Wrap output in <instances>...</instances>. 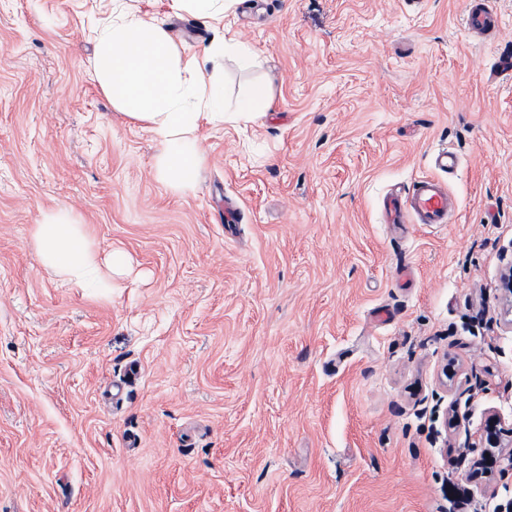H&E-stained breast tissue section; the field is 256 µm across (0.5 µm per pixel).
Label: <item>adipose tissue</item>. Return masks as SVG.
I'll list each match as a JSON object with an SVG mask.
<instances>
[{
	"label": "adipose tissue",
	"instance_id": "obj_1",
	"mask_svg": "<svg viewBox=\"0 0 512 512\" xmlns=\"http://www.w3.org/2000/svg\"><path fill=\"white\" fill-rule=\"evenodd\" d=\"M93 73L115 111L145 126L161 144L154 164L158 181L174 192L192 189L204 162L199 130L227 120L249 122L271 105L267 91L239 102L234 112L223 105L224 83L202 76L193 57L172 40L160 21L122 7L98 28ZM42 266L58 281L86 287L102 266L124 267V253L100 259L72 208L42 211L32 232Z\"/></svg>",
	"mask_w": 512,
	"mask_h": 512
}]
</instances>
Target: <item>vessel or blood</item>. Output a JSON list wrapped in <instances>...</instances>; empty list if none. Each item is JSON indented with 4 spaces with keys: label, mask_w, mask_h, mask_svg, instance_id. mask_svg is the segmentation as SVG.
Segmentation results:
<instances>
[{
    "label": "vessel or blood",
    "mask_w": 512,
    "mask_h": 512,
    "mask_svg": "<svg viewBox=\"0 0 512 512\" xmlns=\"http://www.w3.org/2000/svg\"><path fill=\"white\" fill-rule=\"evenodd\" d=\"M466 23L471 32L487 38L498 32V20L488 0H466ZM433 162L436 175L421 177L407 190L385 196L382 204L385 223H450L458 205L444 176L458 167L459 158L455 152L442 149L435 154Z\"/></svg>",
    "instance_id": "vessel-or-blood-1"
}]
</instances>
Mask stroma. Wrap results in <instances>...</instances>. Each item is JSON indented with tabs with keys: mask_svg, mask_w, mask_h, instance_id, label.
Returning a JSON list of instances; mask_svg holds the SVG:
<instances>
[{
	"mask_svg": "<svg viewBox=\"0 0 512 512\" xmlns=\"http://www.w3.org/2000/svg\"><path fill=\"white\" fill-rule=\"evenodd\" d=\"M128 2L187 54L247 43L224 107L272 104L172 192L90 67L113 0H0V512H512L471 474L512 427V0L491 40L465 0ZM441 147L454 223L383 224ZM57 205L128 257L106 296L41 266ZM237 0H172V8L202 17H224Z\"/></svg>",
	"mask_w": 512,
	"mask_h": 512,
	"instance_id": "obj_1",
	"label": "stroma"
}]
</instances>
